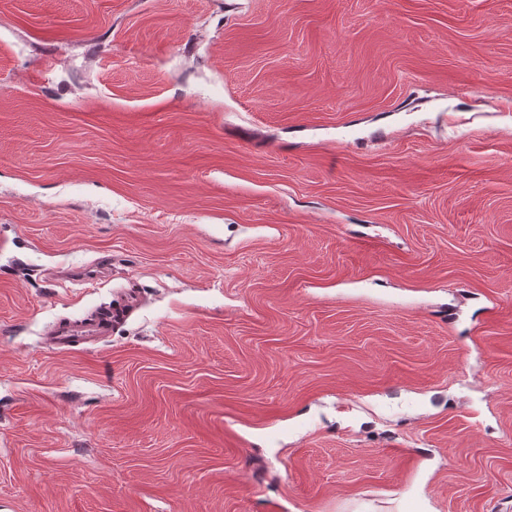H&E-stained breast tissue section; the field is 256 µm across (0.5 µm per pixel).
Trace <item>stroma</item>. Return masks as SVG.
Listing matches in <instances>:
<instances>
[{
    "mask_svg": "<svg viewBox=\"0 0 512 512\" xmlns=\"http://www.w3.org/2000/svg\"><path fill=\"white\" fill-rule=\"evenodd\" d=\"M0 512H512V0H0ZM122 314L123 310H108L79 321H61L46 339V348L58 353L69 352L83 343L108 336L112 330V322Z\"/></svg>",
    "mask_w": 512,
    "mask_h": 512,
    "instance_id": "1",
    "label": "stroma"
}]
</instances>
